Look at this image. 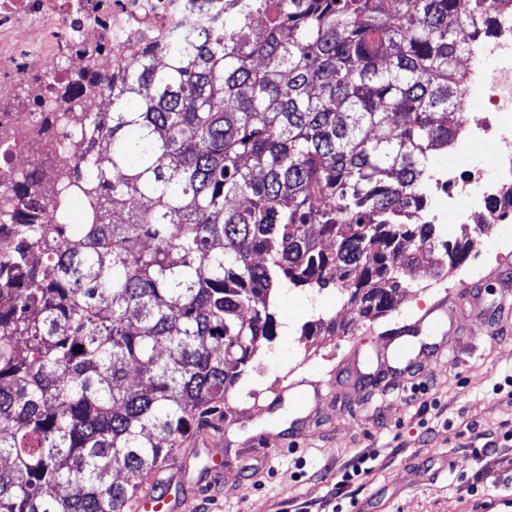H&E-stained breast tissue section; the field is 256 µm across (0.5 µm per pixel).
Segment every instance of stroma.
I'll return each mask as SVG.
<instances>
[{
    "label": "stroma",
    "instance_id": "1",
    "mask_svg": "<svg viewBox=\"0 0 512 512\" xmlns=\"http://www.w3.org/2000/svg\"><path fill=\"white\" fill-rule=\"evenodd\" d=\"M440 251L408 270L395 310L345 335L304 338L318 317L346 318L334 289L278 292L273 341L261 342L242 380L224 397L223 420H206L178 455L177 488L199 512H471L474 502L512 497V222L477 236L469 260L437 279ZM465 281L452 331L421 330L410 363L390 359L396 329L415 328ZM320 383L317 409L282 389ZM366 469L349 484L345 471Z\"/></svg>",
    "mask_w": 512,
    "mask_h": 512
}]
</instances>
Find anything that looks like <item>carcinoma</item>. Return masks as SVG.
<instances>
[{
    "label": "carcinoma",
    "instance_id": "obj_1",
    "mask_svg": "<svg viewBox=\"0 0 512 512\" xmlns=\"http://www.w3.org/2000/svg\"><path fill=\"white\" fill-rule=\"evenodd\" d=\"M494 6L512 0H222L84 70L112 111L59 191L89 213L0 241V512H127L278 335L275 290L332 286L371 321L426 248L438 277L467 261L469 234L417 215Z\"/></svg>",
    "mask_w": 512,
    "mask_h": 512
}]
</instances>
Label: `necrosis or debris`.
Wrapping results in <instances>:
<instances>
[{
	"label": "necrosis or debris",
	"mask_w": 512,
	"mask_h": 512,
	"mask_svg": "<svg viewBox=\"0 0 512 512\" xmlns=\"http://www.w3.org/2000/svg\"><path fill=\"white\" fill-rule=\"evenodd\" d=\"M215 9L216 0H64L56 13L45 10L42 0H0V55L9 61L0 93L22 85L32 94L26 111L0 113V237L17 216L29 224L51 222L61 202L57 188L79 165L87 124L104 108L100 92L68 91L69 76L82 60L61 52V45L76 35L105 36L106 58L98 71L109 73L145 44L203 21ZM493 20V33L471 48L452 161L430 181L422 218L434 224L450 217L469 223L479 202L499 197L502 183L470 161L475 143H492L498 165L512 166V60L493 54L496 47L512 46V11L495 13ZM28 178L44 185L43 204L15 192V184Z\"/></svg>",
	"instance_id": "1"
}]
</instances>
